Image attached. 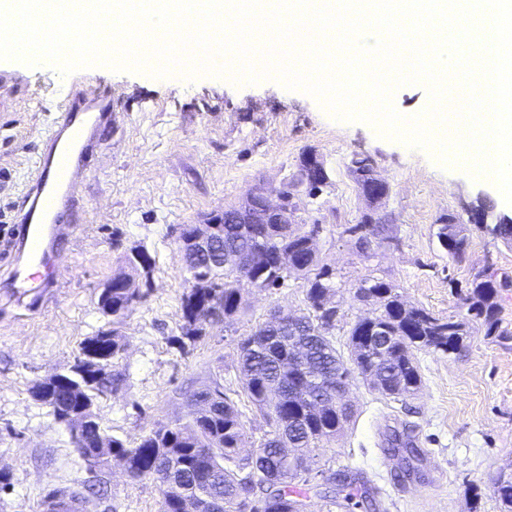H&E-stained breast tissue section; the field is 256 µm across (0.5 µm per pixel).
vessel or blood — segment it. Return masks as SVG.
<instances>
[{
    "instance_id": "b4317fda",
    "label": "vessel or blood",
    "mask_w": 512,
    "mask_h": 512,
    "mask_svg": "<svg viewBox=\"0 0 512 512\" xmlns=\"http://www.w3.org/2000/svg\"><path fill=\"white\" fill-rule=\"evenodd\" d=\"M51 122L27 171L15 216V246L23 260L12 261L4 283L13 296L36 309L57 285L59 249L77 240L87 221L85 179L112 131L110 90L56 87Z\"/></svg>"
}]
</instances>
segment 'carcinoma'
<instances>
[{
    "instance_id": "cac0c4a2",
    "label": "carcinoma",
    "mask_w": 512,
    "mask_h": 512,
    "mask_svg": "<svg viewBox=\"0 0 512 512\" xmlns=\"http://www.w3.org/2000/svg\"><path fill=\"white\" fill-rule=\"evenodd\" d=\"M382 230L381 224L361 222L347 232L357 235L364 247ZM471 235L470 225L450 218L438 228L437 239L442 250L460 257ZM281 252L288 253L294 273L307 281V312L297 316L302 326L298 336H272L265 322L238 345L242 389L268 426L253 455H239L246 426L216 380L192 395L186 421L161 424L133 446L109 435L93 415L84 430L70 434L90 469L117 465L129 471L133 481L153 480L160 489L159 512H189L203 504L212 506V512H243L247 499L255 502L250 512H306L311 477L324 475L336 484V473H325L315 461V448L336 439L356 415L351 400L328 398V388L348 379L355 369L381 395L409 397L421 384L414 352L451 355L465 349L467 322L437 317L405 301L389 284L372 280L361 284L356 297L379 303L376 323L359 319L351 326L350 361H345L328 337L336 317V308L330 306L334 285L317 250L309 245L305 225H224V254L252 263V288L277 287L288 277L276 267ZM185 269L189 278L181 299L184 323L181 334L173 337L182 349L203 336L204 326L230 320L246 307L233 266L216 262ZM509 287L511 279L488 269L468 283L464 298L470 321L503 343L512 341V332L501 329L497 298ZM144 299L140 291L114 288L99 294L98 308L116 325ZM122 348L117 331L102 330L81 343L73 372L62 374L67 384L50 392L43 384L34 385V395L56 423L94 407L99 396L121 381L112 361ZM493 495L502 512H512V470L498 474Z\"/></svg>"
}]
</instances>
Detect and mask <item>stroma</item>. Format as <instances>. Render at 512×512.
Listing matches in <instances>:
<instances>
[{"instance_id":"1","label":"stroma","mask_w":512,"mask_h":512,"mask_svg":"<svg viewBox=\"0 0 512 512\" xmlns=\"http://www.w3.org/2000/svg\"><path fill=\"white\" fill-rule=\"evenodd\" d=\"M83 76L111 88L116 113L104 148L108 162L86 179L89 222L60 263L61 287L41 309H25L0 288V479L8 484L0 512H40L50 491L95 478L108 493L87 497L85 512H157L153 481H131L117 467L90 471L68 429L31 393L36 382L67 372L85 339L111 329L98 297L135 246L156 265L145 301L121 326L124 347L114 367L125 382L98 398L96 413L109 434L132 443L185 417L192 395L218 378L243 413L245 450L257 448L266 424L242 392L238 343L274 308L303 312L306 282L291 276L276 288L250 289L244 315L206 326L196 344L178 348L172 338L180 333L188 286L179 227L206 222L257 187L277 196L305 155H316L329 174L298 221L320 227L317 249L336 284L330 335L339 352L347 350L350 327L378 312L374 302L355 297L363 281L389 283L410 303L460 319L461 291L475 274L490 268L512 276V245L502 240L474 233L459 259L438 245L441 222L466 219L471 207L490 205L493 223L512 217V206L466 165L448 163L432 147H410L378 126L338 119L275 79L191 77L183 67L160 78L101 64L64 75L47 62L0 63V225L21 205L27 164L54 111L45 85ZM357 154L374 159L390 188L382 210L391 221L364 251L348 232L366 209L351 171ZM415 357L422 385L404 401L351 375L358 416L336 440L320 443L319 462L363 473L382 512H501L491 485L512 467V347L476 330L461 354L419 350ZM406 434L407 449L385 454L394 436Z\"/></svg>"}]
</instances>
